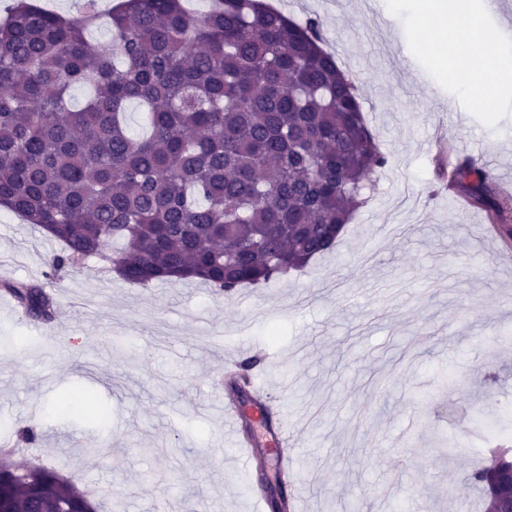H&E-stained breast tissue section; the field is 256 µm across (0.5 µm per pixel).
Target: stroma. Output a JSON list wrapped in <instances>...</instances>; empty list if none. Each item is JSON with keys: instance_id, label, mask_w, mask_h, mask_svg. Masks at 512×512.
I'll return each mask as SVG.
<instances>
[{"instance_id": "obj_1", "label": "stroma", "mask_w": 512, "mask_h": 512, "mask_svg": "<svg viewBox=\"0 0 512 512\" xmlns=\"http://www.w3.org/2000/svg\"><path fill=\"white\" fill-rule=\"evenodd\" d=\"M325 20L324 48L353 74L388 163L336 249L222 294L198 281L131 284L92 260L48 282L60 252L0 208V278L45 287L52 322L0 290V425L29 428L19 464L58 468L104 512H252L258 477L227 434L229 365L292 377L304 512H479L469 474L512 423V246L435 179L452 158L512 173V82L464 94L418 48L414 0H278ZM464 127H456L458 114ZM91 393L87 423L65 402ZM97 442L101 453L84 452Z\"/></svg>"}]
</instances>
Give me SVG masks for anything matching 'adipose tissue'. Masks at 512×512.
Returning <instances> with one entry per match:
<instances>
[{"instance_id":"obj_1","label":"adipose tissue","mask_w":512,"mask_h":512,"mask_svg":"<svg viewBox=\"0 0 512 512\" xmlns=\"http://www.w3.org/2000/svg\"><path fill=\"white\" fill-rule=\"evenodd\" d=\"M422 18L426 29L422 51L447 62L463 91L489 95L497 82L512 79V60L485 42L475 18L459 0H432Z\"/></svg>"}]
</instances>
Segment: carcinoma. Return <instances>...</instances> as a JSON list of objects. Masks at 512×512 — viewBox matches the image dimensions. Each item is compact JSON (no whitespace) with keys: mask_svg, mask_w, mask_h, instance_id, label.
Instances as JSON below:
<instances>
[{"mask_svg":"<svg viewBox=\"0 0 512 512\" xmlns=\"http://www.w3.org/2000/svg\"><path fill=\"white\" fill-rule=\"evenodd\" d=\"M96 18L13 0L0 17V206L62 242L56 274L107 261L125 281L195 279L230 294L330 252L388 163L354 84L322 47L323 20L288 18L262 0H119L108 41L89 48ZM91 90L70 108L72 87ZM148 109L149 134L126 125ZM474 209L512 242L508 204L491 173L466 158L448 172ZM31 319L48 322L42 287L6 282ZM85 418L106 414L72 395ZM473 470L486 512L509 492L512 450ZM0 449L5 512H94L58 471L20 466Z\"/></svg>","mask_w":512,"mask_h":512,"instance_id":"cac0c4a2","label":"carcinoma"}]
</instances>
